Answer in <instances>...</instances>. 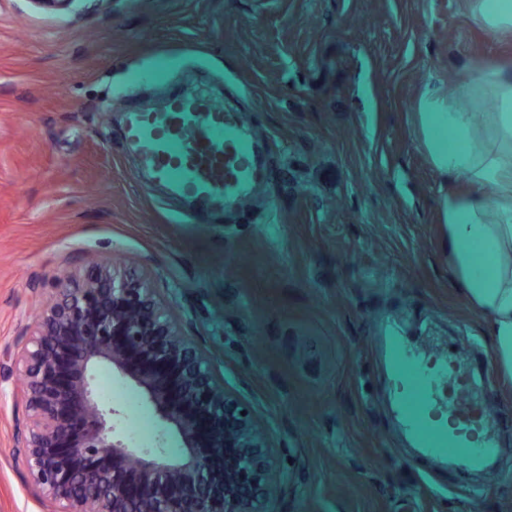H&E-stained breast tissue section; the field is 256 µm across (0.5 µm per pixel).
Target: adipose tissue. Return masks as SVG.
<instances>
[{
  "label": "adipose tissue",
  "instance_id": "1",
  "mask_svg": "<svg viewBox=\"0 0 512 512\" xmlns=\"http://www.w3.org/2000/svg\"><path fill=\"white\" fill-rule=\"evenodd\" d=\"M471 22L512 35V0H469ZM491 108L483 120L475 114ZM417 144L441 176L464 177L466 195L440 203L445 249L463 300L488 322L500 366L512 371V70L473 65L452 95L429 91L415 106ZM495 196H487V187Z\"/></svg>",
  "mask_w": 512,
  "mask_h": 512
}]
</instances>
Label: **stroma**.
I'll return each mask as SVG.
<instances>
[{"mask_svg":"<svg viewBox=\"0 0 512 512\" xmlns=\"http://www.w3.org/2000/svg\"><path fill=\"white\" fill-rule=\"evenodd\" d=\"M512 39L467 0H0V361L64 274L128 266L248 402L291 480L272 512H512V375L448 270L439 204L464 194L417 147L413 112ZM206 89L237 109L269 179L189 222L145 173L128 109ZM448 359L497 415L482 471L423 456L382 338ZM93 376L119 434L180 452L132 382ZM30 421L0 365V512H48L17 455Z\"/></svg>","mask_w":512,"mask_h":512,"instance_id":"obj_1","label":"stroma"}]
</instances>
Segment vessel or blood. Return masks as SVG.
<instances>
[{
	"label": "vessel or blood",
	"instance_id": "vessel-or-blood-1",
	"mask_svg": "<svg viewBox=\"0 0 512 512\" xmlns=\"http://www.w3.org/2000/svg\"><path fill=\"white\" fill-rule=\"evenodd\" d=\"M126 143L158 183L189 198L190 220L239 200L260 177L259 148L235 110L205 95H179L163 107L133 110L125 118ZM392 358L399 374L397 408L426 455L456 457L477 469L498 457L494 419L468 386L448 387V366L429 370L402 342ZM483 436L470 443L471 432Z\"/></svg>",
	"mask_w": 512,
	"mask_h": 512
}]
</instances>
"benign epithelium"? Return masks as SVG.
Here are the masks:
<instances>
[{"label":"benign epithelium","mask_w":512,"mask_h":512,"mask_svg":"<svg viewBox=\"0 0 512 512\" xmlns=\"http://www.w3.org/2000/svg\"><path fill=\"white\" fill-rule=\"evenodd\" d=\"M99 363L141 390L179 437L177 458L115 435ZM13 368L30 421L22 461L52 512H271V488L289 481L250 406L144 276L112 263L65 276Z\"/></svg>","instance_id":"obj_1"}]
</instances>
